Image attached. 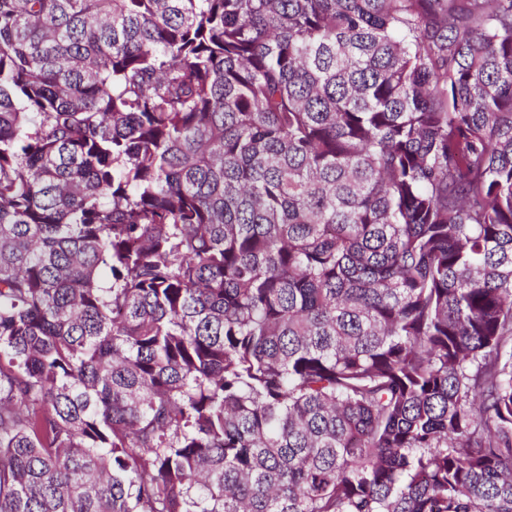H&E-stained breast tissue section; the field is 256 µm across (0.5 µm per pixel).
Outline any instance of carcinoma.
<instances>
[{"label":"carcinoma","mask_w":512,"mask_h":512,"mask_svg":"<svg viewBox=\"0 0 512 512\" xmlns=\"http://www.w3.org/2000/svg\"><path fill=\"white\" fill-rule=\"evenodd\" d=\"M0 512H512V0H0Z\"/></svg>","instance_id":"1"}]
</instances>
